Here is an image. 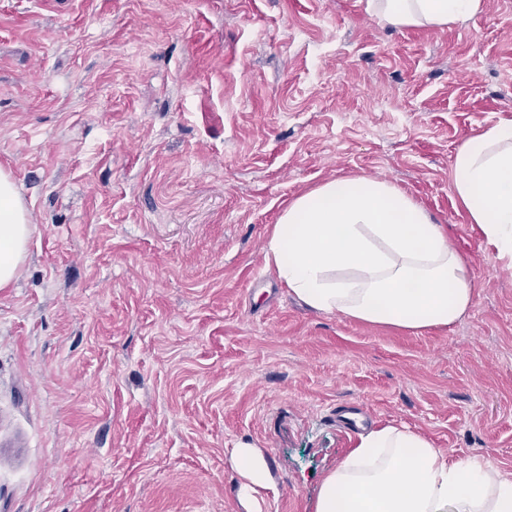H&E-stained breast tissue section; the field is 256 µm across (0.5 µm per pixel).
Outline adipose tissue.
Returning <instances> with one entry per match:
<instances>
[{"label":"adipose tissue","instance_id":"obj_1","mask_svg":"<svg viewBox=\"0 0 512 512\" xmlns=\"http://www.w3.org/2000/svg\"><path fill=\"white\" fill-rule=\"evenodd\" d=\"M482 8L483 0H367L379 21L397 27L443 29ZM452 176L487 249L512 259V122L467 139ZM32 232L11 174L0 169V288L15 282ZM266 260L308 307L352 320L420 332L455 323L472 305L471 270L447 226L373 178L333 179L296 196L273 227ZM231 460L240 496L257 502L269 484L267 460L247 444ZM315 512H512V478L386 425L359 434L323 478Z\"/></svg>","mask_w":512,"mask_h":512}]
</instances>
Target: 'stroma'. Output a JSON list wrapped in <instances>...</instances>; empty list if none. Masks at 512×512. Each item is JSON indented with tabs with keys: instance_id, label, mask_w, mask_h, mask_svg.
<instances>
[{
	"instance_id": "1",
	"label": "stroma",
	"mask_w": 512,
	"mask_h": 512,
	"mask_svg": "<svg viewBox=\"0 0 512 512\" xmlns=\"http://www.w3.org/2000/svg\"><path fill=\"white\" fill-rule=\"evenodd\" d=\"M512 120V0L451 27L366 0H0V168L34 233L0 289V512H315L405 426L512 476V261L451 185ZM384 180L447 225L469 312L421 333L310 309L268 264L288 202ZM234 469L241 478L239 484L240 496L253 503L254 512H261L260 499L257 497L261 489L269 484L270 471L265 457L256 448L243 444L234 448L231 457Z\"/></svg>"
}]
</instances>
